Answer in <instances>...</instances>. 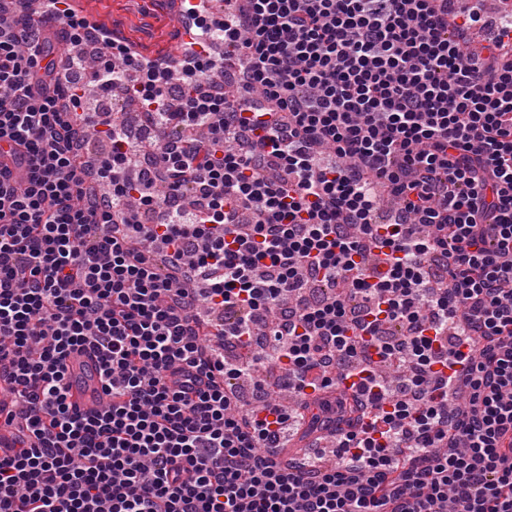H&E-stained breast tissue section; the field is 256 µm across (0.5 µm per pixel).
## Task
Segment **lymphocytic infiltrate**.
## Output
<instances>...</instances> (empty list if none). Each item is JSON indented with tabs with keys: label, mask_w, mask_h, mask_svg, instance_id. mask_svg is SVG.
<instances>
[{
	"label": "lymphocytic infiltrate",
	"mask_w": 512,
	"mask_h": 512,
	"mask_svg": "<svg viewBox=\"0 0 512 512\" xmlns=\"http://www.w3.org/2000/svg\"><path fill=\"white\" fill-rule=\"evenodd\" d=\"M50 3L0 0V142L27 155L21 183L0 162V512H512V24L476 47L477 9L448 0H196L162 68ZM52 38L182 129L154 177L129 176L143 145L114 111L91 169ZM201 303L320 420L329 370L355 364L369 409L336 466L282 460L297 415L228 390L254 359L215 353ZM82 347L107 397L90 413L68 401Z\"/></svg>",
	"instance_id": "lymphocytic-infiltrate-1"
}]
</instances>
